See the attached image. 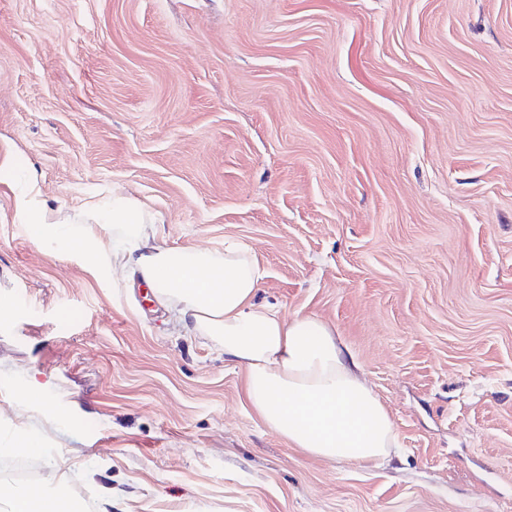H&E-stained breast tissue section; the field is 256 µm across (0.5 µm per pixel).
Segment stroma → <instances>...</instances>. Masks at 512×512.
Returning a JSON list of instances; mask_svg holds the SVG:
<instances>
[{"instance_id":"35a3bbf8","label":"stroma","mask_w":512,"mask_h":512,"mask_svg":"<svg viewBox=\"0 0 512 512\" xmlns=\"http://www.w3.org/2000/svg\"><path fill=\"white\" fill-rule=\"evenodd\" d=\"M112 190L167 246L247 243L400 438L294 448L243 367L16 203ZM0 436L112 512H512V0H0ZM43 386L29 397L31 382Z\"/></svg>"}]
</instances>
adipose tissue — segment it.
<instances>
[{"label": "adipose tissue", "mask_w": 512, "mask_h": 512, "mask_svg": "<svg viewBox=\"0 0 512 512\" xmlns=\"http://www.w3.org/2000/svg\"><path fill=\"white\" fill-rule=\"evenodd\" d=\"M20 211L36 244L92 252L109 268L139 277L166 302L186 333L221 346L242 366L246 394L260 419L308 455L368 463L399 446L392 419L360 379L358 365L333 326L316 316L287 320L258 304L263 273L251 247L228 238L223 250L167 246L155 215L116 191L85 219L48 211L36 191ZM62 493L36 500L29 487L0 485V512H59Z\"/></svg>", "instance_id": "adipose-tissue-1"}]
</instances>
